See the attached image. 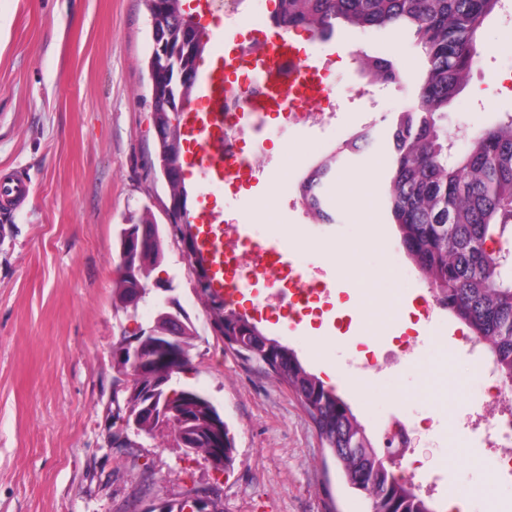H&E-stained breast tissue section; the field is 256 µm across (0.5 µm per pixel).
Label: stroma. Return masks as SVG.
<instances>
[{"label":"stroma","instance_id":"1","mask_svg":"<svg viewBox=\"0 0 512 512\" xmlns=\"http://www.w3.org/2000/svg\"><path fill=\"white\" fill-rule=\"evenodd\" d=\"M510 31L502 11L485 20L481 62L448 106L450 139L512 114V51L501 46ZM411 41L402 35L393 51L344 31L307 42L316 58L334 61L326 83L346 92L336 124L271 136L267 160L238 193L206 195L192 173L189 208L209 201L222 219L248 225L253 240L287 246L305 279L330 289L331 309L300 321H284L249 289L231 303L310 372L335 365L356 373L361 338L371 336L380 368L362 390L341 396L375 445L389 421L415 425L417 446L395 472L435 482V512H447L456 495L465 496L467 512H512V476L495 472L491 451L466 424L486 386L455 350L467 329L445 311L420 317L429 286L382 200L389 129L412 107L422 75ZM152 49L144 0H0V174L22 172L32 186L0 228V512H159L196 489L207 490L219 512H369L288 387L211 330L192 266L170 233L152 276L171 280L170 298L198 333L175 380L217 407L235 438L234 462L214 471L177 448L171 431L128 435L112 418L124 388L114 348L156 317L153 301L130 313L117 298L119 232L146 213L167 223L168 187L150 123ZM361 51L392 57L404 85L372 82L357 63ZM362 130L373 146L339 164L330 181L335 223H313L299 201L302 177ZM395 293L399 318L366 323L368 297ZM405 331L417 338L416 357L397 346Z\"/></svg>","mask_w":512,"mask_h":512}]
</instances>
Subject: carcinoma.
Masks as SVG:
<instances>
[{
  "label": "carcinoma",
  "mask_w": 512,
  "mask_h": 512,
  "mask_svg": "<svg viewBox=\"0 0 512 512\" xmlns=\"http://www.w3.org/2000/svg\"><path fill=\"white\" fill-rule=\"evenodd\" d=\"M501 0H277L274 24L302 27L316 39L353 29L393 41L413 37L424 70L416 104L401 112L389 132L390 165L385 205L400 244L449 313L478 338L499 379L512 384V262L487 245L512 234V116L470 137L453 160L445 121L448 105L479 62L477 36ZM150 15L165 22L174 40L185 24L180 0H146ZM363 70L378 81L401 83L393 60L363 55ZM370 147L368 133L351 135L312 167L300 184V201L318 224H332L326 186L337 163ZM152 244L136 254L141 283L163 260V231L145 216L133 224ZM224 346L260 364L295 394L319 437L336 458L343 480H366L376 512H435L429 497L397 478L349 405L311 373L297 353L268 336L257 323L229 304L218 309ZM196 330L185 320L173 345L188 365ZM122 399L139 433L154 435L153 393L168 396V416L177 420L195 453L224 454L232 463L234 436L212 401L193 387L161 383V376L137 382Z\"/></svg>",
  "instance_id": "carcinoma-1"
}]
</instances>
